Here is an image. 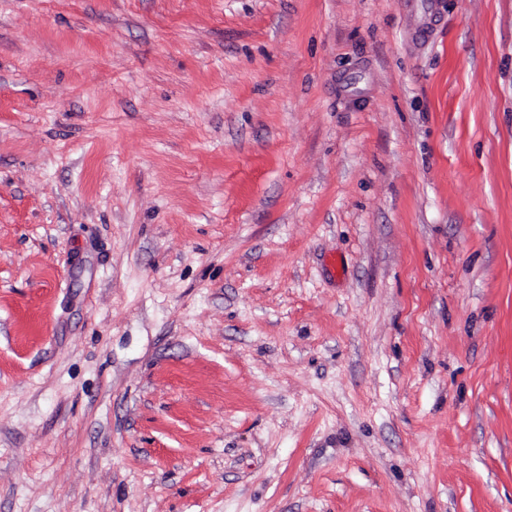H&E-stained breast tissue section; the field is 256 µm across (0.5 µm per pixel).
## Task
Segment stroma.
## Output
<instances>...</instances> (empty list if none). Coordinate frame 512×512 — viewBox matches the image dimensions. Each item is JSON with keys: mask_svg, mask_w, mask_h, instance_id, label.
<instances>
[{"mask_svg": "<svg viewBox=\"0 0 512 512\" xmlns=\"http://www.w3.org/2000/svg\"><path fill=\"white\" fill-rule=\"evenodd\" d=\"M0 512H512V0H0Z\"/></svg>", "mask_w": 512, "mask_h": 512, "instance_id": "1", "label": "stroma"}]
</instances>
